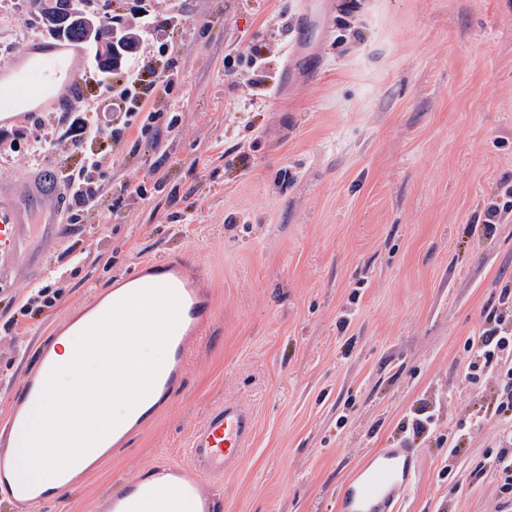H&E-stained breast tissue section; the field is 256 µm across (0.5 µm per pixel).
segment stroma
<instances>
[{"instance_id": "1", "label": "stroma", "mask_w": 512, "mask_h": 512, "mask_svg": "<svg viewBox=\"0 0 512 512\" xmlns=\"http://www.w3.org/2000/svg\"><path fill=\"white\" fill-rule=\"evenodd\" d=\"M295 4L94 0L140 26L123 77L154 58L173 66V93L124 97L89 59L65 106L0 126V178L49 164L62 181L84 171L97 191L45 257L54 307L20 316L29 279L0 282V416L37 368L40 337L137 264L184 254L214 296L212 333L170 406L41 512H98L158 456L183 462L191 433L227 401L253 411L255 431L211 487L222 512H336L354 467L422 408L435 429L417 441L403 512H512L491 466L512 436L468 419L495 408L501 383L464 379L487 311L512 332V302L499 301L512 283V0H328L324 28L301 32ZM46 37L30 0H0V59ZM286 67L284 92L270 91ZM134 109L177 123L153 144L124 128ZM77 117L101 134L75 148ZM50 139L59 149L38 153Z\"/></svg>"}]
</instances>
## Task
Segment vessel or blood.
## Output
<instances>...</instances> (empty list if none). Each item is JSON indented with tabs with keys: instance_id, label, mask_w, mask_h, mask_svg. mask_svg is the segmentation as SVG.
Segmentation results:
<instances>
[{
	"instance_id": "b4317fda",
	"label": "vessel or blood",
	"mask_w": 512,
	"mask_h": 512,
	"mask_svg": "<svg viewBox=\"0 0 512 512\" xmlns=\"http://www.w3.org/2000/svg\"><path fill=\"white\" fill-rule=\"evenodd\" d=\"M79 44L45 40L30 42L22 58L0 62V113L6 121L21 120L17 103L56 104L68 96L69 87H57L61 69L80 67ZM56 176L38 173L0 181V275L14 270L37 277L44 252L67 236L71 225L62 223V208L46 206L50 197H61ZM167 285L180 300L179 323L169 341L167 357L150 393L144 397L98 445L96 456H83L56 478V487L24 485L15 476V461L8 440L27 423L30 405L37 403L44 386L41 374L29 376L12 397L0 423V502L12 512H39L58 499L77 475L89 472L96 458L124 446L132 430L147 426L165 410L181 387L195 344L207 333L213 314L211 291L202 284L200 269L185 257L168 254L132 269L119 287L93 296L81 315L90 326L123 298L147 287ZM255 430L253 412L227 402L214 408L191 436L184 463L158 458L129 480L122 493L107 499L101 512H140L147 491L167 503L170 512H221L208 483L223 479L249 448ZM421 456L414 441L400 437L387 448L370 453L343 484L337 512H400L412 486Z\"/></svg>"
}]
</instances>
